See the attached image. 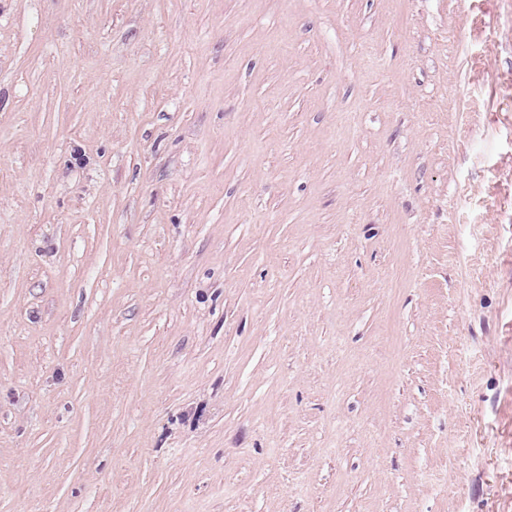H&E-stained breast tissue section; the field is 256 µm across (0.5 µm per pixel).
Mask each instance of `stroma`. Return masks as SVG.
Segmentation results:
<instances>
[{"label": "stroma", "instance_id": "35a3bbf8", "mask_svg": "<svg viewBox=\"0 0 512 512\" xmlns=\"http://www.w3.org/2000/svg\"><path fill=\"white\" fill-rule=\"evenodd\" d=\"M0 512H512V0H0Z\"/></svg>", "mask_w": 512, "mask_h": 512}]
</instances>
